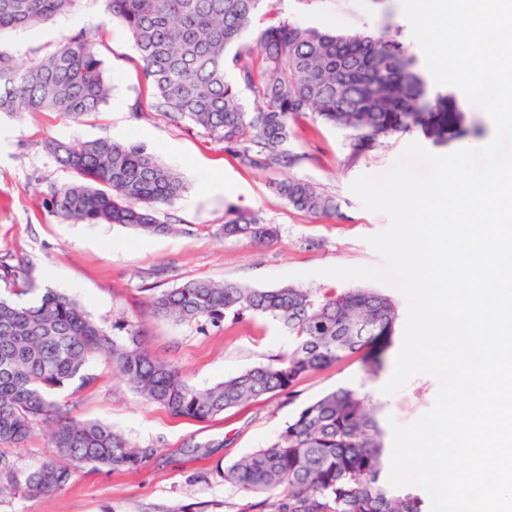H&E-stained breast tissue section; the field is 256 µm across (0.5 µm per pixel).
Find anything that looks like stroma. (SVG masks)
<instances>
[{
	"label": "stroma",
	"mask_w": 512,
	"mask_h": 512,
	"mask_svg": "<svg viewBox=\"0 0 512 512\" xmlns=\"http://www.w3.org/2000/svg\"><path fill=\"white\" fill-rule=\"evenodd\" d=\"M270 19L336 31L381 32L399 29L411 51L421 47L405 24L401 0H270ZM96 34L98 51L112 84L108 103L96 115L78 120L54 112L0 113V258L25 257L39 287L54 288L79 300L104 328L116 322L136 325L158 359L177 366L191 385L206 389L251 366L286 353L288 335L275 321L245 317L202 332L195 325L157 318L146 306L150 290L179 287L193 279L233 281L259 287L265 276H288L290 284L320 293L359 288V281L322 276L333 266H382L368 236L385 230L387 215L366 210L351 190L363 174L389 169L404 147L419 142L435 154L486 145L494 123L472 106L461 89L429 84L430 97H444L452 119L445 133L418 125L383 138L352 155L346 131L313 118L294 124L288 143L299 161L290 168L257 170L243 166L188 122L156 112L155 97L141 72L132 39L119 22L108 20L101 0H79L68 15L31 31L7 36L19 60L55 49L74 32ZM139 105L140 118L130 108ZM97 138L137 141L183 176L188 189L160 213L175 232L142 235L112 224H74L54 215L51 186L69 178L47 148L49 142L79 143ZM224 175V189L211 190L212 173ZM311 182L332 196L336 208L311 215L292 208L277 191L280 181ZM254 214L274 225L277 234L257 244L245 237H224L226 206ZM390 297L399 319L383 366L351 357L301 378L290 393L249 402L207 421L175 417L146 403L111 365L98 360L91 383H73L58 393L78 414L100 420L132 444L153 449L134 470L85 466L70 484L50 495L1 494L0 512H251L252 496L224 482L225 466L265 447L299 408L340 386L364 385L381 405L382 427L407 426L428 411L438 389L429 375H418L400 391H383L402 348L405 297L376 283Z\"/></svg>",
	"instance_id": "stroma-1"
}]
</instances>
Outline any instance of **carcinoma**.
Returning a JSON list of instances; mask_svg holds the SVG:
<instances>
[{
  "label": "carcinoma",
  "mask_w": 512,
  "mask_h": 512,
  "mask_svg": "<svg viewBox=\"0 0 512 512\" xmlns=\"http://www.w3.org/2000/svg\"><path fill=\"white\" fill-rule=\"evenodd\" d=\"M80 0H0V112H59L79 119L102 110L112 87L95 36L83 29L20 64L6 33L33 30L70 13ZM106 17L128 31L156 110L202 129L247 167H291L292 124L312 115L350 133L353 154L415 123L443 130L445 103L428 97L417 56L399 40L370 32H337L279 21L261 28L256 48L240 44L265 0H102ZM233 70L234 80L225 73ZM259 101L250 112L241 97ZM72 178L53 186L49 206L74 224H117L147 234L176 230L158 218L186 192L183 177L141 143L100 138L50 143ZM295 209H336L313 184H278ZM222 233L263 242L276 228L230 206ZM5 278L35 289L28 262L0 261ZM151 313L201 330L227 317L262 316L288 333V352L200 390L144 347L131 323L114 336L76 299L44 288L33 301L0 299V443L17 449L40 435L58 458L21 471L0 449L8 491L47 495L63 490L84 465L134 469L153 454L111 427L80 418L56 393L91 379L95 360L112 365L150 404L175 416L207 420L241 404L289 391L306 375L362 353L374 364L391 344L398 317L387 296L370 288L320 294L295 285L252 288L192 280L149 300ZM381 406L362 388L339 387L307 403L265 447L224 467V483L257 498L256 512H426L411 488L386 483Z\"/></svg>",
  "instance_id": "1"
}]
</instances>
